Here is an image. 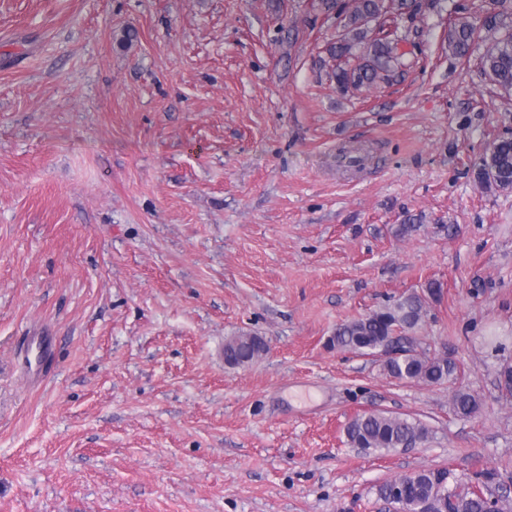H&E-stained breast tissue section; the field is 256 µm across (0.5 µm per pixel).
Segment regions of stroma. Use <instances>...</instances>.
I'll return each mask as SVG.
<instances>
[{
    "label": "stroma",
    "instance_id": "1",
    "mask_svg": "<svg viewBox=\"0 0 512 512\" xmlns=\"http://www.w3.org/2000/svg\"><path fill=\"white\" fill-rule=\"evenodd\" d=\"M316 3L0 0V512H393L377 487L429 468L512 498V190L476 177L512 96L479 68L501 30L465 66L446 41L493 0L400 20L403 77L346 95ZM414 293L462 377L331 345ZM241 334L268 350L232 368ZM373 411L428 440L350 447ZM453 412L461 417H470L480 408V402L475 394L466 389H456L451 397Z\"/></svg>",
    "mask_w": 512,
    "mask_h": 512
}]
</instances>
